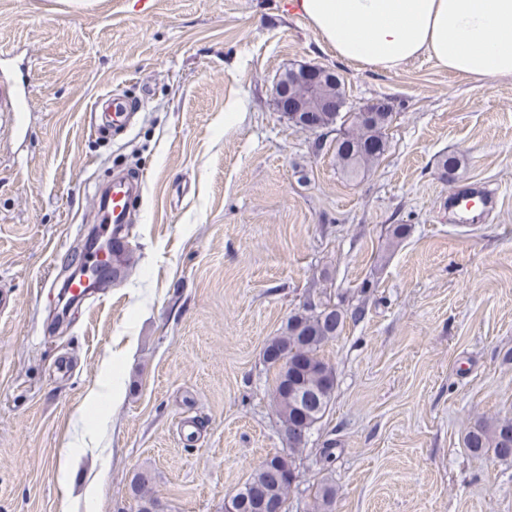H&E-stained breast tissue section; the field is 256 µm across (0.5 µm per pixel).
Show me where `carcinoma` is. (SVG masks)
<instances>
[{"label": "carcinoma", "instance_id": "1", "mask_svg": "<svg viewBox=\"0 0 512 512\" xmlns=\"http://www.w3.org/2000/svg\"><path fill=\"white\" fill-rule=\"evenodd\" d=\"M302 105V113L311 114L320 124L330 130L343 128L334 146L336 161L347 176L356 177L384 155L387 148L385 130L392 113L381 104L365 105L367 117L360 120L357 112L347 102L344 82L341 76L324 70L317 81V90L307 92L300 85L296 89ZM360 312H348L331 301L320 303L319 307L306 308L292 315L286 330L267 343L265 350L293 353L297 363L284 371L275 369L273 399L276 412L285 426L293 424L300 415L293 399L295 384L305 386L309 391H324L328 385L331 365L322 355L323 347L339 336L349 319H355ZM464 445L473 453L492 452L501 461L512 460V420L481 421L474 425L464 438ZM277 456L269 463L259 464L243 484L237 488L235 497L245 503L240 512H256L247 507L253 492L266 494L273 508L271 512H287L286 504L290 485L276 479L272 469ZM152 475L147 472L136 474L131 483L132 493L142 500L140 512H152L154 498L150 496L149 485ZM336 486L325 481L317 488L314 498V512H334Z\"/></svg>", "mask_w": 512, "mask_h": 512}]
</instances>
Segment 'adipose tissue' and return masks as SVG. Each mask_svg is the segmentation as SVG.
I'll return each instance as SVG.
<instances>
[{"label":"adipose tissue","mask_w":512,"mask_h":512,"mask_svg":"<svg viewBox=\"0 0 512 512\" xmlns=\"http://www.w3.org/2000/svg\"><path fill=\"white\" fill-rule=\"evenodd\" d=\"M337 56L393 72L425 57L454 74L512 77V0H295Z\"/></svg>","instance_id":"obj_1"}]
</instances>
